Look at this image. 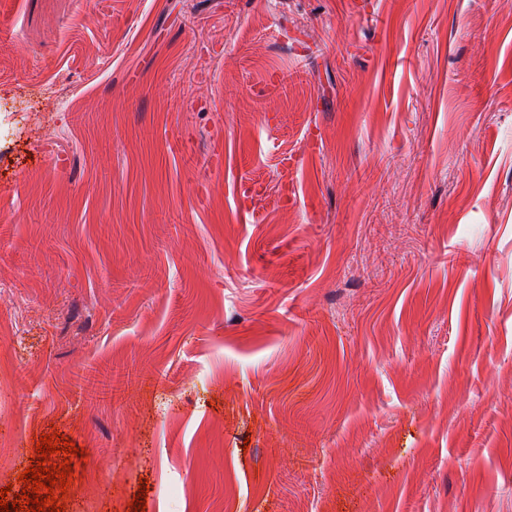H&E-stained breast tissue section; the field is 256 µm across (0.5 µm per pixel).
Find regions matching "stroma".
<instances>
[{
	"mask_svg": "<svg viewBox=\"0 0 512 512\" xmlns=\"http://www.w3.org/2000/svg\"><path fill=\"white\" fill-rule=\"evenodd\" d=\"M55 432L65 512H512V0H0V488Z\"/></svg>",
	"mask_w": 512,
	"mask_h": 512,
	"instance_id": "1",
	"label": "stroma"
}]
</instances>
